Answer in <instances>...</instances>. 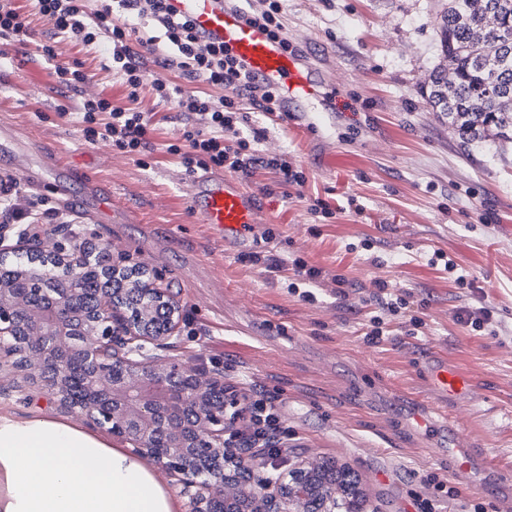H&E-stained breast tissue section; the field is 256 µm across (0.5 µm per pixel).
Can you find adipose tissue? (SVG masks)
Listing matches in <instances>:
<instances>
[{
	"instance_id": "1",
	"label": "adipose tissue",
	"mask_w": 512,
	"mask_h": 512,
	"mask_svg": "<svg viewBox=\"0 0 512 512\" xmlns=\"http://www.w3.org/2000/svg\"><path fill=\"white\" fill-rule=\"evenodd\" d=\"M0 512H178L149 462L39 413L0 412Z\"/></svg>"
}]
</instances>
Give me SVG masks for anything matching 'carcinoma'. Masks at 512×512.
<instances>
[{
	"mask_svg": "<svg viewBox=\"0 0 512 512\" xmlns=\"http://www.w3.org/2000/svg\"><path fill=\"white\" fill-rule=\"evenodd\" d=\"M426 101L466 141L512 143V0H448Z\"/></svg>",
	"mask_w": 512,
	"mask_h": 512,
	"instance_id": "1",
	"label": "carcinoma"
}]
</instances>
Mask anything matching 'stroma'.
Returning a JSON list of instances; mask_svg holds the SVG:
<instances>
[{
    "label": "stroma",
    "mask_w": 512,
    "mask_h": 512,
    "mask_svg": "<svg viewBox=\"0 0 512 512\" xmlns=\"http://www.w3.org/2000/svg\"><path fill=\"white\" fill-rule=\"evenodd\" d=\"M445 0H285L289 50L320 83L319 117L292 112L259 117L261 156L283 157L302 185L255 167L244 184L271 216L254 237L225 243L222 229L196 223L179 156L167 152L184 116L143 92L149 144L133 157L109 142L88 143L71 119L81 98L127 105V92L79 44L57 43V61L80 62L87 82L72 91L34 43L13 44L0 68V125L13 127L30 159L59 151L74 181L57 193L55 174L22 180L21 165L0 156V179L20 181L19 208L48 201L65 224H16L13 234L74 240L145 264L179 300L183 319L173 358L223 373L225 383L273 402L280 413L282 464L322 459L351 471L371 512H502L493 474L477 489L456 486L443 449L427 447L411 425L424 398L430 348L447 352L494 403L449 398L467 434L512 468V144L504 153L461 142L421 88L437 61L433 23ZM328 214L313 212L316 202ZM444 253L449 274L433 264ZM319 268L315 301L289 288L280 255ZM405 299L397 312L372 297L379 287ZM486 307L482 328L457 319ZM383 335L369 340L373 317ZM0 409L91 426L41 382L0 361ZM444 481L438 490L436 481ZM457 496H448V487Z\"/></svg>",
    "instance_id": "1"
}]
</instances>
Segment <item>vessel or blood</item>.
<instances>
[{
  "mask_svg": "<svg viewBox=\"0 0 512 512\" xmlns=\"http://www.w3.org/2000/svg\"><path fill=\"white\" fill-rule=\"evenodd\" d=\"M172 4L179 12L192 17L207 36L223 43L231 55L243 60L263 84L280 90L287 101L304 103L318 97L319 84L302 61L264 27L248 23L240 12L224 7L222 0H172ZM187 196L198 222L223 227L228 240L249 236L255 225L267 221L253 193L234 177L196 175L188 183ZM429 389V400L416 402L411 420L422 432L434 428L446 430L448 457L455 462V480L473 486L474 468L479 465L500 473L504 483H511L512 471L501 468L496 456L475 452L470 439L448 415L449 396L485 403L488 395L441 355L430 366Z\"/></svg>",
  "mask_w": 512,
  "mask_h": 512,
  "instance_id": "vessel-or-blood-1",
  "label": "vessel or blood"
}]
</instances>
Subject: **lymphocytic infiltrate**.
I'll return each instance as SVG.
<instances>
[{
    "label": "lymphocytic infiltrate",
    "mask_w": 512,
    "mask_h": 512,
    "mask_svg": "<svg viewBox=\"0 0 512 512\" xmlns=\"http://www.w3.org/2000/svg\"><path fill=\"white\" fill-rule=\"evenodd\" d=\"M38 12L53 26L55 38L80 43L98 53L103 69L125 87L129 106L113 105L102 96L81 99L74 114L87 142L111 141L119 150L138 156L146 149L149 119L133 108L143 88L157 104H176L186 121L168 152L180 155L186 172L212 168L250 175L255 155L246 148L249 118L236 99H248L261 112L282 109L279 90L261 86L247 64L228 54L223 45L201 35L194 21L176 13L170 0H34ZM154 61L174 72L176 80L148 79L146 63ZM231 89L232 97L214 98L210 90ZM264 167L277 170L288 183L302 184L304 175L286 160L270 158ZM242 430L228 434L235 448L265 447L278 456L279 414L264 398L241 404Z\"/></svg>",
    "instance_id": "f902f5d3"
}]
</instances>
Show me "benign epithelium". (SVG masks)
I'll use <instances>...</instances> for the list:
<instances>
[{
    "instance_id": "benign-epithelium-1",
    "label": "benign epithelium",
    "mask_w": 512,
    "mask_h": 512,
    "mask_svg": "<svg viewBox=\"0 0 512 512\" xmlns=\"http://www.w3.org/2000/svg\"><path fill=\"white\" fill-rule=\"evenodd\" d=\"M5 228L0 260L23 255L27 263L0 278V348L16 371L128 441L135 456L183 475L189 512H365L359 488L329 479L325 461L251 480L258 455L247 464L225 440L237 393L220 373L155 354L178 337L182 307L144 264L99 245L111 257L96 269L103 287L82 300L84 246L6 245ZM49 263L52 278L42 273Z\"/></svg>"
}]
</instances>
